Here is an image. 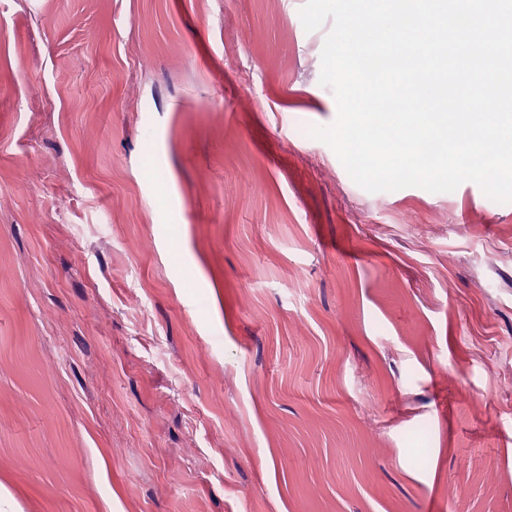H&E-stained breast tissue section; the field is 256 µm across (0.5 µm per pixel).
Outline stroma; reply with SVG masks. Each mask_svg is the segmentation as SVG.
Listing matches in <instances>:
<instances>
[{"mask_svg":"<svg viewBox=\"0 0 512 512\" xmlns=\"http://www.w3.org/2000/svg\"><path fill=\"white\" fill-rule=\"evenodd\" d=\"M305 0H0V512H512V203L370 192Z\"/></svg>","mask_w":512,"mask_h":512,"instance_id":"obj_1","label":"stroma"}]
</instances>
